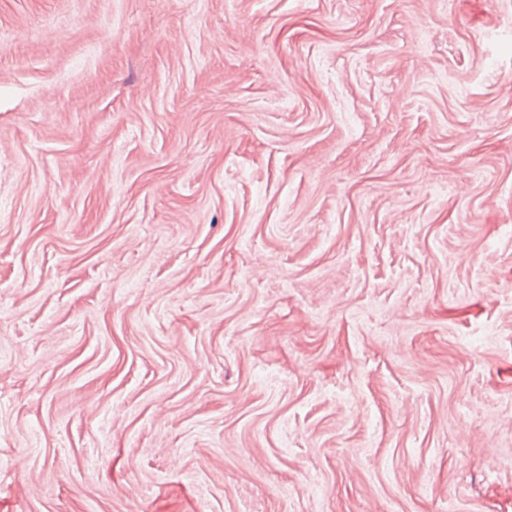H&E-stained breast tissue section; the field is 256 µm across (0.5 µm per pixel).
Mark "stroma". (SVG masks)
I'll return each mask as SVG.
<instances>
[{"mask_svg": "<svg viewBox=\"0 0 512 512\" xmlns=\"http://www.w3.org/2000/svg\"><path fill=\"white\" fill-rule=\"evenodd\" d=\"M0 512H512V0H0Z\"/></svg>", "mask_w": 512, "mask_h": 512, "instance_id": "obj_1", "label": "stroma"}]
</instances>
